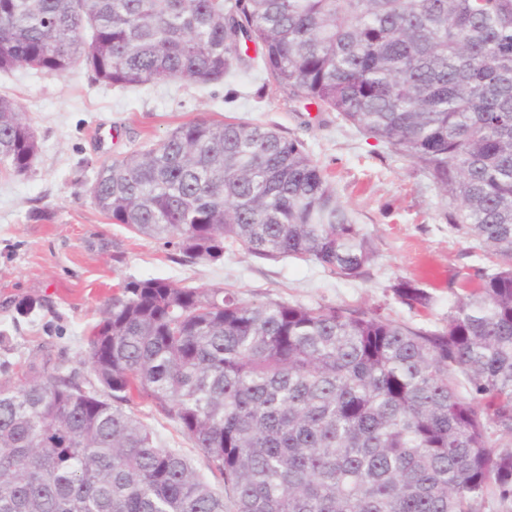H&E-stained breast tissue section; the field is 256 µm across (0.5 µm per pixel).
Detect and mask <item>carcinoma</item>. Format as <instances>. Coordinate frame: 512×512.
Listing matches in <instances>:
<instances>
[{
  "label": "carcinoma",
  "instance_id": "carcinoma-1",
  "mask_svg": "<svg viewBox=\"0 0 512 512\" xmlns=\"http://www.w3.org/2000/svg\"><path fill=\"white\" fill-rule=\"evenodd\" d=\"M249 42L276 93L414 163L494 272L463 279L434 329L125 278L81 360L109 398L32 364L0 382V512H512V0H0V71L207 84L248 72ZM37 153L0 96V167L25 174ZM89 196L186 263L238 246L354 280L373 256L326 170L261 124L182 123L102 164ZM392 292L433 304L410 281ZM134 412L143 423L157 432L165 448L178 450L189 458L197 471L205 474L211 483L217 486L220 485L219 479H215L208 471L207 462L202 452L198 448H193L192 442L182 433L176 423L158 416L149 406L144 404L136 406Z\"/></svg>",
  "mask_w": 512,
  "mask_h": 512
}]
</instances>
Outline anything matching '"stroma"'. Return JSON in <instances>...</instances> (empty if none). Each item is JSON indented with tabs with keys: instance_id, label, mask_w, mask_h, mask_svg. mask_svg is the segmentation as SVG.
<instances>
[{
	"instance_id": "1",
	"label": "stroma",
	"mask_w": 512,
	"mask_h": 512,
	"mask_svg": "<svg viewBox=\"0 0 512 512\" xmlns=\"http://www.w3.org/2000/svg\"><path fill=\"white\" fill-rule=\"evenodd\" d=\"M264 61L208 85L180 79L119 88L76 68L60 77L18 67L0 73V95L17 100L39 152L24 175L0 171V365L49 359L61 374L89 381L81 364L89 327L127 277L169 278L198 288L222 286L241 298L370 309L420 326L446 318L451 279L490 261L444 217L437 186L413 163L360 133L336 113L284 101L265 87ZM204 116L242 119L300 139L332 176L340 200L353 209L375 253L362 278L343 281L312 261L260 260L241 248L223 261L183 265L161 242L128 233L92 204L88 189L99 166L143 149L176 126ZM410 280L434 296L429 311L399 303L392 287ZM37 299L28 315L17 303ZM165 447L199 472L202 452L171 420L144 404L134 409Z\"/></svg>"
}]
</instances>
